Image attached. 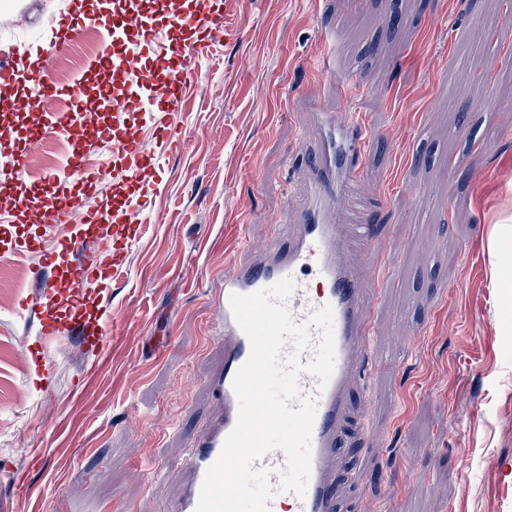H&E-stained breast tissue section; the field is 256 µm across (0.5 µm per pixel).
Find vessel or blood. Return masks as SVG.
Masks as SVG:
<instances>
[{"label": "vessel or blood", "instance_id": "b4317fda", "mask_svg": "<svg viewBox=\"0 0 512 512\" xmlns=\"http://www.w3.org/2000/svg\"><path fill=\"white\" fill-rule=\"evenodd\" d=\"M151 14L168 19V29L162 31L146 24L145 19ZM81 17L80 0H71L67 12L53 24L50 44H69L82 27ZM225 20V15L211 10L209 0H195L191 11L184 0H107L104 35L92 64L111 72L112 83L102 89L98 108L114 113L140 109L145 125L153 131L152 141L146 142L116 127L99 129V137L112 142L119 160L113 167L87 160L84 115L60 107L63 91L45 72L46 45L33 44L21 54L0 49V112L22 110L21 90L34 87L43 116L40 125L27 128L16 138L0 140V167L13 174L22 171L34 146L53 136L65 137L66 175L74 188H92L107 175L117 188L111 216L91 214V223L112 222L122 238L135 240L156 193L152 171L162 154L172 148L166 131L170 112L184 104V74L192 65L185 46L190 37ZM141 80L152 83L159 109L136 107L127 96L126 85ZM319 136V150L309 159L307 201L298 223L281 225L277 238L260 257L239 262L225 275L224 287L214 299V328L224 353L222 364L211 373L207 386L217 411L189 441V479L167 512H196L206 470L219 457L237 422L238 400L232 382L237 369L249 357L251 345L234 318L231 294H249L286 277L295 283L287 300L295 322H308L317 309L332 307L336 354L326 388H319L311 374L300 377L301 396L314 399L317 404L306 494L301 498L291 493L279 494L272 500L270 512H338L342 487L336 478L335 462L341 446V429L348 411V395L367 375L366 355L372 346L371 316L380 303V295L353 271L346 257L343 227L334 219V203L353 182L359 159L371 142L369 131L354 116H330L323 121ZM72 209L71 195H56L44 205L39 220L52 230V238L59 246L79 258L69 270L67 283L70 325L92 353L98 354L108 338L120 337L121 322L107 313L93 323L83 318L84 298L98 282L92 262L108 259L117 268L123 265L124 257L119 252L111 253L106 237L89 236L69 227L66 218ZM24 361L37 376L40 390H47L53 370L47 351L25 353Z\"/></svg>", "mask_w": 512, "mask_h": 512}]
</instances>
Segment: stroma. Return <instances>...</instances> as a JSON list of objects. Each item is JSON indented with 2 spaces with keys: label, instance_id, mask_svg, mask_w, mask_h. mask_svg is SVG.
I'll return each instance as SVG.
<instances>
[{
  "label": "stroma",
  "instance_id": "obj_1",
  "mask_svg": "<svg viewBox=\"0 0 512 512\" xmlns=\"http://www.w3.org/2000/svg\"><path fill=\"white\" fill-rule=\"evenodd\" d=\"M91 18L50 51L57 86L91 123L92 157L111 159L96 128L98 78L88 72ZM69 0H0V47L49 40ZM407 22L391 30L393 9ZM240 36L210 31L189 44L181 146L155 172L152 223L124 265L102 268L90 312L123 321L101 358L66 335L48 353L52 387L21 361L37 334L33 272L59 279L65 252L6 253L7 240L47 239L37 220L58 190L65 141L46 139L17 184L31 216L0 198V512H162L187 480L185 438L216 410L206 378L223 351L212 297L237 262L262 249L299 203L318 112L355 113L374 139L342 223L373 224L350 249L373 273L378 359L369 394L353 392L336 476L341 512H502L494 478L512 461V0H231ZM331 49L332 73L316 62ZM472 68L451 76L462 49ZM437 199L415 222V194ZM22 268L16 285L7 272ZM172 335L155 353L157 337ZM46 448L45 463L28 451Z\"/></svg>",
  "mask_w": 512,
  "mask_h": 512
}]
</instances>
